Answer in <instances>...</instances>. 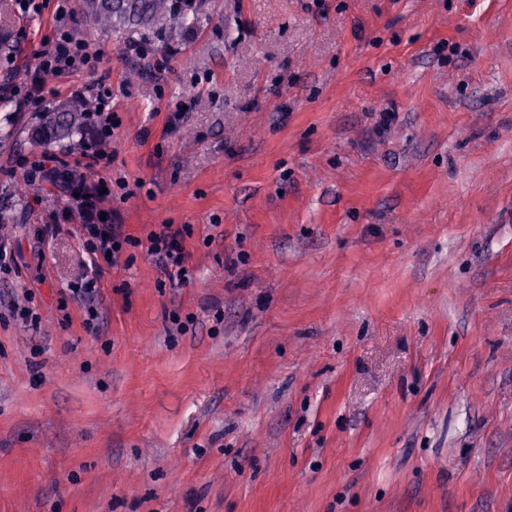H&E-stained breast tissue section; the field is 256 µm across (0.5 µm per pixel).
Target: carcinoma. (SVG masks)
Listing matches in <instances>:
<instances>
[{
  "label": "carcinoma",
  "instance_id": "carcinoma-1",
  "mask_svg": "<svg viewBox=\"0 0 512 512\" xmlns=\"http://www.w3.org/2000/svg\"><path fill=\"white\" fill-rule=\"evenodd\" d=\"M86 13L100 28L118 32L128 26L154 29L170 17L169 0H84ZM86 104L80 100L68 104L65 110L53 112L40 126L37 140L44 144L62 140L75 141L84 133Z\"/></svg>",
  "mask_w": 512,
  "mask_h": 512
}]
</instances>
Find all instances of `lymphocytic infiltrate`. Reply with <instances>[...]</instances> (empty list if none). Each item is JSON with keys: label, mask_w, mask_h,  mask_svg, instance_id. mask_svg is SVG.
Masks as SVG:
<instances>
[{"label": "lymphocytic infiltrate", "mask_w": 512, "mask_h": 512, "mask_svg": "<svg viewBox=\"0 0 512 512\" xmlns=\"http://www.w3.org/2000/svg\"><path fill=\"white\" fill-rule=\"evenodd\" d=\"M69 0H58L55 11V26L51 37L45 38L39 50V69L30 81L14 88L19 107L39 108L43 102L46 76H61L74 71H95L99 55L88 43L78 37L69 24L72 11ZM110 90H101L95 97L96 107L92 114L95 131L82 145L79 159L62 176L59 192L73 199L75 211L80 220V241L86 256V271L74 282L69 292L72 297L85 304L84 326L94 329L98 311L94 305L100 290L104 273L103 259L107 255H119L133 239L126 234L122 225L109 223L102 219V186L87 182L83 171L87 168L107 167L112 161L111 152L106 145L112 138V114L109 100ZM187 227L162 225L161 229L150 232L147 237V251L156 257L161 267L177 278H186L187 254L184 241Z\"/></svg>", "instance_id": "obj_1"}]
</instances>
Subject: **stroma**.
Listing matches in <instances>:
<instances>
[{"instance_id": "stroma-1", "label": "stroma", "mask_w": 512, "mask_h": 512, "mask_svg": "<svg viewBox=\"0 0 512 512\" xmlns=\"http://www.w3.org/2000/svg\"><path fill=\"white\" fill-rule=\"evenodd\" d=\"M70 5L101 64L43 106L111 90L104 206L190 225L188 278L127 247L85 329L79 221L25 179L81 147L5 78L56 5L0 0V512H512V0H194L118 35Z\"/></svg>"}]
</instances>
